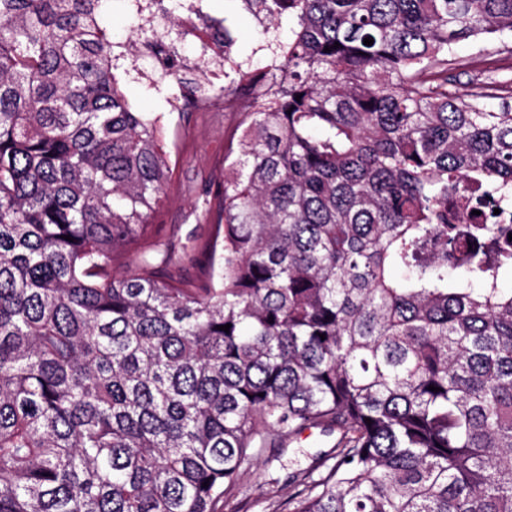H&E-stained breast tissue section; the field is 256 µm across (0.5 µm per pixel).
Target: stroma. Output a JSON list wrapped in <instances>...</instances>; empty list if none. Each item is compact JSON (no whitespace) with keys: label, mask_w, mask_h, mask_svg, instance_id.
Here are the masks:
<instances>
[{"label":"stroma","mask_w":512,"mask_h":512,"mask_svg":"<svg viewBox=\"0 0 512 512\" xmlns=\"http://www.w3.org/2000/svg\"><path fill=\"white\" fill-rule=\"evenodd\" d=\"M206 10L223 20L224 31L231 40L232 60L245 68L268 64L262 47L270 37L242 0H206ZM139 24L140 18L129 0H109L101 18L108 39L115 43L135 36ZM455 53L461 64L449 69L448 81L459 90L499 96L504 87L512 84L511 39L500 45V68L493 73L469 68V60L478 54L472 44H459ZM135 67L131 78L123 80L122 88L137 111L158 116L164 147L171 153L172 178L156 221L166 227L170 265L185 280L197 282L205 278L206 269L184 265L182 250L199 249L212 237L216 195L224 182V153L235 119L226 112H170L168 98L172 88L157 62L142 57ZM332 443V437L319 431L308 432L279 449V458L270 468L245 471L240 478V492L230 505L232 512H288V497L295 491L289 476L307 467L314 455L329 450Z\"/></svg>","instance_id":"stroma-1"}]
</instances>
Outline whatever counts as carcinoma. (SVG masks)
Segmentation results:
<instances>
[{
	"label": "carcinoma",
	"mask_w": 512,
	"mask_h": 512,
	"mask_svg": "<svg viewBox=\"0 0 512 512\" xmlns=\"http://www.w3.org/2000/svg\"><path fill=\"white\" fill-rule=\"evenodd\" d=\"M104 2L0 0V512H220L310 429L288 512H512V228L456 201L512 207V102L448 88L512 0H243L278 65L198 285L112 268L171 167ZM460 195L462 198L459 202L460 204H463L465 207L470 205L471 208L481 211L480 221L484 224H498L503 221L504 215L501 211L498 215H494V208H498L497 206L488 204L483 199L479 200L481 198L480 193H475L469 189H462Z\"/></svg>",
	"instance_id": "cac0c4a2"
}]
</instances>
